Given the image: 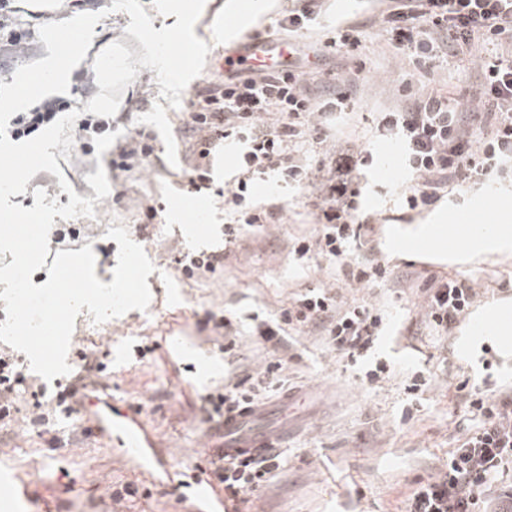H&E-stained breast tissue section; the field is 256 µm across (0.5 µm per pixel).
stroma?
<instances>
[{
  "mask_svg": "<svg viewBox=\"0 0 512 512\" xmlns=\"http://www.w3.org/2000/svg\"><path fill=\"white\" fill-rule=\"evenodd\" d=\"M224 0H211L206 16L194 27L195 35L210 48L202 73L181 95L174 109L160 95L154 69L139 67L122 96L114 128L125 134L144 133L161 162L143 170L123 171L112 163V152L97 153L92 138L59 158L61 175L36 173L26 191L9 201L32 208L35 189L67 205L71 195L94 199V217L85 219L72 250L91 245L95 274L111 283L117 264L118 244L107 239L112 227H127L131 238L143 246L155 270L147 311H130L102 325H94L89 312L75 320L72 344L104 359L99 388L112 393L117 409L135 408L155 430L159 446L175 468L188 473L204 466L210 447L223 443L214 422L202 408V398L224 386L222 336L207 325L208 315H236L242 334L233 360L236 376L255 372L270 359L264 346L250 336L255 320H274L288 308L295 294L305 288L330 287L344 301L366 300L383 306L388 330L383 348L390 361L388 377L372 385L363 381L347 358L328 343L319 331L292 330L285 338L287 364L267 392L248 429L267 434L288 432L280 445V467L259 490L241 495L235 512H405L407 498L417 480L435 474L458 441L478 425L463 407L458 383H488L512 387V348H498L490 367L468 362L475 345L468 338V324L487 309L497 310L512 327V246L494 253L463 252L458 240H444L434 251L442 263L425 266L416 261H394L392 280L367 286L345 281L335 267L316 257L296 264L290 254L295 240L316 235L317 209L313 187L281 185L278 199L284 211L280 223L267 229H250L232 249L224 247V205L220 197L226 176L235 170L240 151L230 142L212 161L209 190L195 193L181 184V171L192 153L183 130V106L200 100L207 88L219 81L215 68L224 55ZM113 0H102L110 13L94 28L92 43L79 68L83 79L71 80L67 96L72 108L84 110L100 88L92 65L98 53L120 42L133 56L143 49L126 33L131 18L112 11ZM20 26L29 43L12 57L0 59V81L12 83L16 68L48 55L37 28L92 11L91 0H15ZM378 0H359L352 9L343 0H327L314 28L303 32L294 60L302 70L343 74L360 69V95L348 124L329 130L323 143L314 145L311 164H318L333 146L353 144L379 150L382 142L373 135L375 113L399 102L405 77H412L423 94L440 93L450 101L461 100L476 84L480 61L476 55L448 57L436 67L412 69L389 44L379 23ZM360 24L363 49L355 59L323 56L322 43L337 21ZM105 167L111 191L96 199L86 175ZM67 179L72 193L62 192ZM405 180L399 161L389 169L375 167L361 184L356 199L361 213L371 215L375 240L384 258L392 256V242L424 241L430 225L449 222L455 215L484 224H496L502 213L512 211V187L492 184L449 195L432 210L402 212L398 192ZM155 207L158 216L147 223L144 213ZM196 247L219 252L224 268L214 276L190 278L177 263L180 252ZM455 276L474 283L479 297L466 321L440 337L424 328L420 287L431 276ZM184 342L199 356V375L193 385L176 382L163 356L167 345ZM146 345L145 358L134 359L133 346ZM420 370L430 382L418 400L409 401L407 374ZM88 392L78 389L74 412L58 424L29 428L23 425L0 431V471L19 472L31 483L32 496L17 512H190L181 484H149L134 465L115 460L109 449L98 447L85 430L90 411ZM137 485L134 498L114 505L108 485Z\"/></svg>",
  "mask_w": 512,
  "mask_h": 512,
  "instance_id": "stroma-1",
  "label": "stroma"
}]
</instances>
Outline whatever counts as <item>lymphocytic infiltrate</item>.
<instances>
[{
	"label": "lymphocytic infiltrate",
	"instance_id": "obj_1",
	"mask_svg": "<svg viewBox=\"0 0 512 512\" xmlns=\"http://www.w3.org/2000/svg\"><path fill=\"white\" fill-rule=\"evenodd\" d=\"M380 23L399 52L410 62L435 59L448 51L471 48L475 41L498 45L512 41V0H392ZM329 83L310 89L297 65L285 69L251 68L225 73L200 109L188 112L185 131L193 139V160L182 174L185 186L206 189L209 167L226 139L243 141L238 173L223 192L224 244H237L247 227L279 223L283 208L257 203L249 188L261 175L300 186L318 179V222L315 240H297V259L319 255L338 266L355 285L390 280L392 269L379 258L375 228L357 215L354 184L370 169L371 151L351 145L331 151L319 168L308 155L320 138V120L340 117L357 84ZM402 106L378 113L375 131L396 141L414 181L402 196L405 210L422 212L437 206L454 186H477L490 178L512 177V59H495L480 67L475 107L449 104L439 94L418 95L412 82L401 89ZM66 101L47 98L9 120L13 140L31 136L52 124L66 110ZM368 252L349 259L353 241ZM424 321L437 335L448 331L475 304L473 284L434 277L422 290ZM322 328L330 344L352 363L368 364L365 377L379 382L386 364L376 361L384 332L383 315L372 304L338 301L330 288L298 293L279 319L255 323L251 333L275 353L259 371L226 384L210 397L216 417L257 408L260 395L282 370L281 353L287 330ZM27 377L13 353L0 350V425L11 417L20 386ZM463 404L479 418V426L448 456L435 477L417 482L407 499V512H512V496L482 501L481 492L505 466L512 465V395L460 382ZM213 474L225 492L238 497L257 490L280 467V455L268 449L259 457L227 454L212 461Z\"/></svg>",
	"mask_w": 512,
	"mask_h": 512
}]
</instances>
